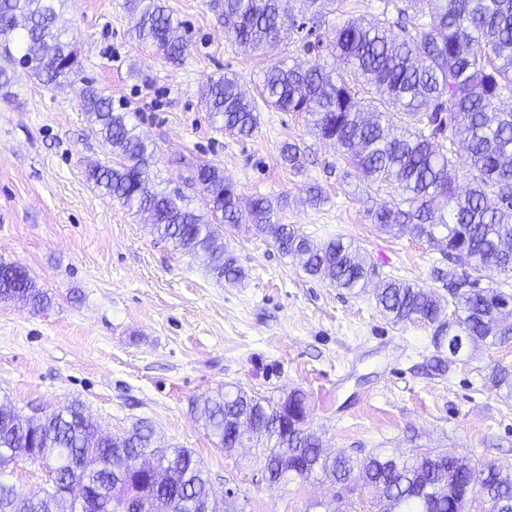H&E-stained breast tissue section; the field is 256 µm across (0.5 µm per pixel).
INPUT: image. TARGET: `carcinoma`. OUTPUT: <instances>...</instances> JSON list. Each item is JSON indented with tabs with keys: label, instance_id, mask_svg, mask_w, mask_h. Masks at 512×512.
I'll return each instance as SVG.
<instances>
[{
	"label": "carcinoma",
	"instance_id": "obj_1",
	"mask_svg": "<svg viewBox=\"0 0 512 512\" xmlns=\"http://www.w3.org/2000/svg\"><path fill=\"white\" fill-rule=\"evenodd\" d=\"M431 5L430 22L420 21L415 6ZM283 0H209L224 24L225 37L245 52L273 53L284 38L301 36L314 56L306 67L272 58L260 98L278 112L308 116L310 132L332 142L354 176L393 186L399 200L389 207L373 204L367 215L386 234L408 232L436 247L454 264L434 266L430 275L448 292L455 317L444 314L443 296L414 282L379 277L367 256L341 237L317 243L288 224L272 222L274 204L266 197L242 203L235 185L217 163L180 160L188 191L165 194L149 183L156 164L154 146L129 124L112 98L84 81L83 111L98 127L108 157L86 170L87 181L104 195L144 214L162 239L175 249L204 258L218 282L242 277L236 256L212 225L242 223L271 236L278 251L299 260L303 272L349 294L371 292L376 306L394 325L423 322L431 329L433 368H449V340L462 329L471 359L480 350L512 343V294L482 287L485 269L512 272V110L501 109L512 94V0H404L396 7L402 36L388 18L349 19L332 29L326 17L344 0H300V14L286 11ZM65 0H0V97L19 65L33 51L44 61L28 65L48 87L61 75L79 72L76 50L66 40ZM135 16L139 40L178 60L189 40L178 35L182 22L162 0H126ZM327 55L343 69H330ZM370 94L359 97L360 92ZM221 129L249 136L259 123L258 106L242 92L237 76L225 73L199 88ZM466 152L471 178L465 194L456 192L452 174L455 145ZM282 166L300 172L306 148L285 141ZM21 299L35 311L51 304L28 271L0 258V301ZM489 380L512 399V368L497 365ZM203 429L228 451L253 439L263 441L265 480L271 486L306 480L321 473L338 488V502L365 512H462L473 486L483 490L485 512H512V469L488 464L476 469L463 457L435 448H414L396 458L383 451L357 448L331 456L307 426V395L299 389L273 402L238 388L223 387L195 402ZM254 436L243 437L240 421ZM39 464L58 467V484L41 496L22 499L3 480L22 453ZM155 458L156 471L141 475L135 486L154 512H192L183 489L201 500L211 495L201 459L188 448H159L153 426L139 420L119 436L102 434L72 401L38 419L21 415L11 401H0V512H78L76 498L89 502L83 512H111L121 473L134 469L141 456Z\"/></svg>",
	"mask_w": 512,
	"mask_h": 512
}]
</instances>
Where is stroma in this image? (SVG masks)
<instances>
[{"mask_svg":"<svg viewBox=\"0 0 512 512\" xmlns=\"http://www.w3.org/2000/svg\"><path fill=\"white\" fill-rule=\"evenodd\" d=\"M164 2L190 41L179 63L133 36L126 0L66 2L80 76L153 142V186H178L179 159L219 163L242 197L276 202L275 223L318 242L343 237L381 273L433 287L441 253L381 233L366 215L372 203L394 202V188L345 178V161L310 134L304 116L263 106L250 136L214 128L200 85L230 71L258 98L270 58L231 44L207 0ZM11 91L0 99V257L26 267L52 303L35 312L0 302V397L29 416L81 401L109 435L149 420L158 446L191 449L215 497L237 488L244 512H314L333 489L314 479L269 486L253 449L217 447L191 406L219 387L275 400L302 389L310 427L332 453L401 456L420 446L478 468L512 467V402L488 379L494 365H512V344L435 372L424 324L389 323L371 295L310 279L244 225L214 227L244 272L240 282H216L202 259L159 240L143 217L87 181L103 152L78 87H46L19 68ZM285 141L307 147L301 172L281 165ZM314 183L326 195L317 207L305 194Z\"/></svg>","mask_w":512,"mask_h":512,"instance_id":"1","label":"stroma"}]
</instances>
